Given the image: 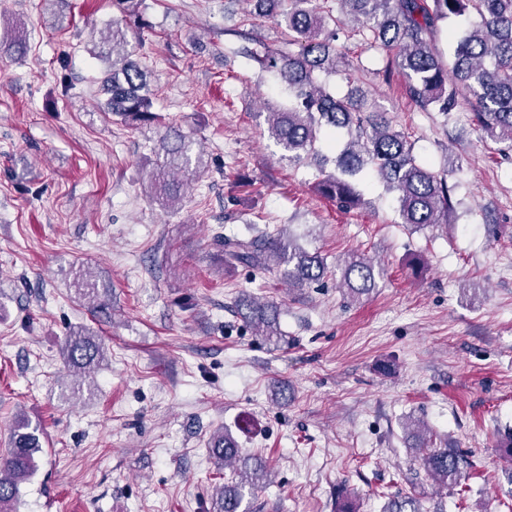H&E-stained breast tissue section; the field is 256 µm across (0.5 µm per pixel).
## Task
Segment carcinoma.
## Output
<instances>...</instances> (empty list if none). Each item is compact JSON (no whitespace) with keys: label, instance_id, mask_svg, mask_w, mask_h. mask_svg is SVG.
<instances>
[{"label":"carcinoma","instance_id":"1","mask_svg":"<svg viewBox=\"0 0 512 512\" xmlns=\"http://www.w3.org/2000/svg\"><path fill=\"white\" fill-rule=\"evenodd\" d=\"M251 5L247 21L251 26L272 20L284 31V48L256 43L243 53L261 71L271 74L288 90L289 101L276 107L267 118V133L290 161L320 156L321 136L346 128L350 140L341 149L338 172L320 170L315 189L345 210L362 204L357 182L372 173L392 193L402 223L414 229L448 224L452 208L448 171H435L413 154L405 132L395 129L384 116L375 97L350 89L336 96L320 75L339 73L354 81V68L347 54L321 38L341 19L325 6L327 0H246ZM345 12L362 20L359 31L370 48L389 54L386 72L396 69L407 78V93L423 112L448 113L458 95L467 91L474 99L473 117L481 138L512 149V0H341ZM474 14L478 24L461 35L445 30L448 19ZM449 39L452 54L440 47L441 37ZM127 33L112 22L110 37L99 42L97 56L110 63L107 111L131 125L158 120L144 71L132 60ZM0 51L22 56L27 51L24 29L8 40L0 38ZM163 159L150 172L153 199L165 210L181 200L185 183L200 175L202 157H192L193 140L175 126L161 139ZM224 266L243 265L277 269L288 286L303 288L320 281L328 272L324 258L296 248L285 236L262 232L250 238L224 237L219 240ZM340 285L353 300L369 295L376 287L373 262L357 253L338 266ZM77 294L96 314L110 315L111 304L101 298L96 280L85 268L77 272ZM242 320L259 336L281 335V310L272 302L242 297L237 302ZM96 332L79 327L66 335L62 354L70 372L82 375L97 367L104 347L94 339ZM410 448L429 478L446 488L463 478L465 458L443 444L430 446L428 429L417 428ZM42 448L40 432L20 416L12 424L10 446L0 454V512H13L19 486L37 467L36 453ZM215 464L224 468L242 456L231 433L213 434L209 443ZM267 468L254 458L251 471L238 473L216 490L211 512H242L243 489H256L264 482ZM382 512H422L420 499L412 492L387 496Z\"/></svg>","mask_w":512,"mask_h":512}]
</instances>
